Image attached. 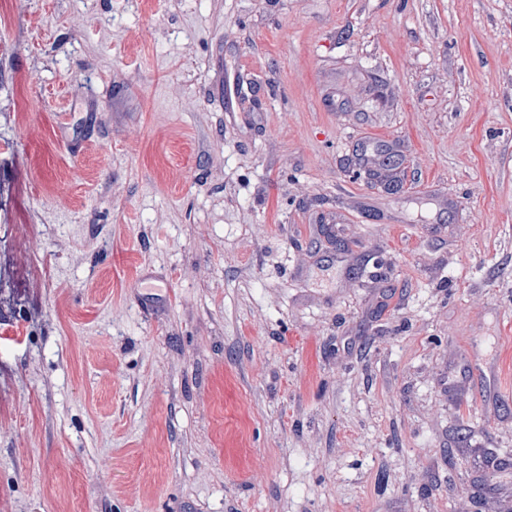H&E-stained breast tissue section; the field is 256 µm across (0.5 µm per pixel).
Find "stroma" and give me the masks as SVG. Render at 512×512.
Here are the masks:
<instances>
[{
  "label": "stroma",
  "instance_id": "obj_1",
  "mask_svg": "<svg viewBox=\"0 0 512 512\" xmlns=\"http://www.w3.org/2000/svg\"><path fill=\"white\" fill-rule=\"evenodd\" d=\"M507 505L512 0H0V512Z\"/></svg>",
  "mask_w": 512,
  "mask_h": 512
}]
</instances>
